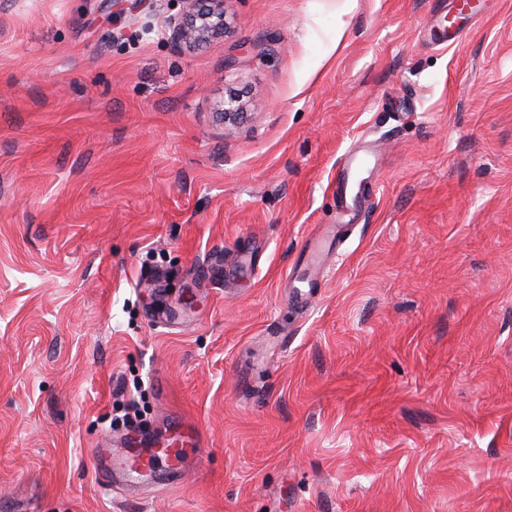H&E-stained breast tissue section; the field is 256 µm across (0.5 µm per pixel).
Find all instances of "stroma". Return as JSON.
<instances>
[{
    "mask_svg": "<svg viewBox=\"0 0 512 512\" xmlns=\"http://www.w3.org/2000/svg\"><path fill=\"white\" fill-rule=\"evenodd\" d=\"M486 5L450 48L458 0H226L187 47L184 0H0V512H512V0ZM349 152L377 188L294 267ZM132 401L198 429L182 483L96 473Z\"/></svg>",
    "mask_w": 512,
    "mask_h": 512,
    "instance_id": "1",
    "label": "stroma"
}]
</instances>
